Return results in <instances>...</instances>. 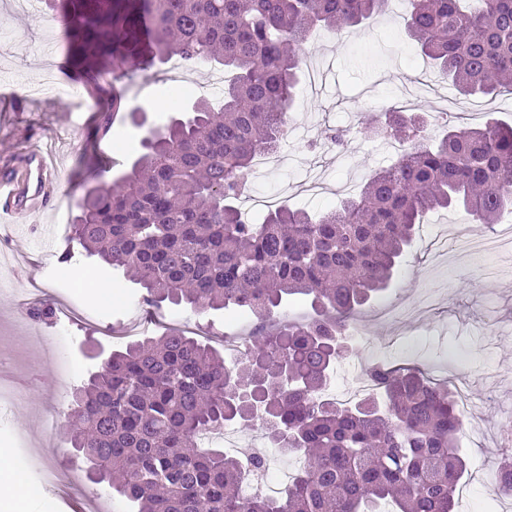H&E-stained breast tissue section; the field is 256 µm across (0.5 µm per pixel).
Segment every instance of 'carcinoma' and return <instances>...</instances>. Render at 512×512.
Masks as SVG:
<instances>
[{
	"mask_svg": "<svg viewBox=\"0 0 512 512\" xmlns=\"http://www.w3.org/2000/svg\"><path fill=\"white\" fill-rule=\"evenodd\" d=\"M84 83L110 102L87 133L82 160L103 184L83 192L71 239L120 270L156 309L248 311L259 345L227 364L178 329L112 352L71 393L66 442L132 512H456L469 471L454 392L416 369L374 363L365 376L381 400L328 396L348 320L385 290L416 227L461 206L481 224L512 210V126L448 127L418 135L420 114L385 112L381 130L407 149L372 174L362 193L318 217L286 204L251 224L234 200L253 160L285 136L303 70L297 52L315 28L342 35L389 0H44ZM410 0L406 28L421 55L465 95L512 91V0ZM234 72L215 112L167 122L118 180L103 169L110 112L126 109L119 79L171 57ZM112 75V87L103 85ZM292 300L302 323L270 324ZM256 419L273 447L302 460L281 496H245L242 463L200 436Z\"/></svg>",
	"mask_w": 512,
	"mask_h": 512,
	"instance_id": "obj_1",
	"label": "carcinoma"
}]
</instances>
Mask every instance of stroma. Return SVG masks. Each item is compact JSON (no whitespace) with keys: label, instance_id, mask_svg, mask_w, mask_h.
I'll return each mask as SVG.
<instances>
[{"label":"stroma","instance_id":"stroma-1","mask_svg":"<svg viewBox=\"0 0 512 512\" xmlns=\"http://www.w3.org/2000/svg\"><path fill=\"white\" fill-rule=\"evenodd\" d=\"M55 22L53 13L45 9L20 12L11 0H0V90L11 94L19 127L69 142L62 170L67 197L73 201L96 184L79 163L86 135L83 115L56 89L37 96L23 91L24 82L38 80L46 71L45 38ZM405 23L401 16L340 37L324 28L312 32V44L301 45L299 52L305 55L311 45L320 46L327 88L315 94L307 81H300L288 120H306L318 138L333 129L347 130L346 143L328 149L294 138L282 140L279 150L286 157L284 164L253 172L246 195H279L292 208L318 213L340 204L337 191L342 185L350 182L355 190H362L373 171L392 164L375 131L377 119L383 104L395 103L400 87L421 76L427 63L407 36ZM214 71L211 65L186 68L177 82L172 63L156 65L150 71L152 83L139 94L138 107L150 123L164 125L175 110L190 103L178 94V87L190 86L197 96L211 98L207 81ZM443 96L454 104L450 120L457 126L481 127L489 122L512 126L511 92L491 99L465 96L447 81L442 82L439 96L423 95L412 109L434 116ZM461 226L475 234L493 230L461 208L426 216L394 287L358 316L352 328L353 352L337 363L334 379L352 380L363 366L381 361L418 367L439 381L465 377L474 402L473 419L483 435L477 441L466 435L461 438L470 460V495L460 499L458 512H496V495L486 474L495 470L502 457L503 430L512 427V290L493 286L486 271L493 267L500 279H512V247L494 256L457 254L451 240ZM57 234L51 252L37 237L17 232L0 247L8 255L30 256L38 265L36 278L47 297L67 300L82 314L73 322L57 318L29 324L0 296V343L7 349L14 374L36 386L33 393L0 408V448L10 450L24 482L34 477L25 460L29 452L44 466L71 471L78 479L66 492L51 485L28 491L25 512H79L91 496L110 512H128L127 501L108 485L86 481L83 463L70 454L63 438L64 414L73 389L95 369L92 345L101 342L120 349L128 344L123 331L146 310L144 292L123 273L72 249L67 225H58ZM68 248L72 257L62 259ZM99 282L112 286L111 304L102 303L95 288ZM160 314L163 325H177L218 343L250 346L249 313L200 314L166 306Z\"/></svg>","mask_w":512,"mask_h":512}]
</instances>
